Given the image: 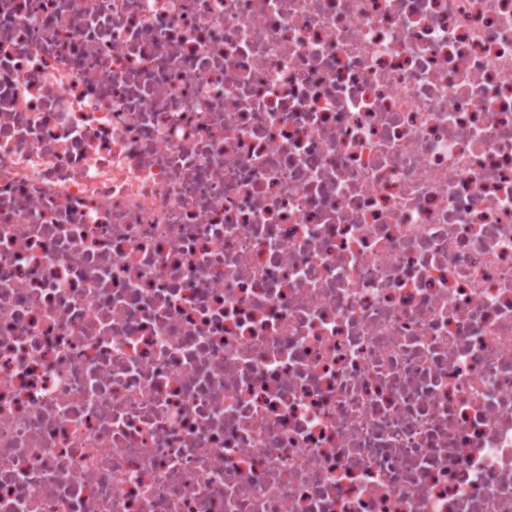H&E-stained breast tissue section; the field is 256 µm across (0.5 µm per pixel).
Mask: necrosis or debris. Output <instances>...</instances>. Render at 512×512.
I'll list each match as a JSON object with an SVG mask.
<instances>
[{
    "instance_id": "1",
    "label": "necrosis or debris",
    "mask_w": 512,
    "mask_h": 512,
    "mask_svg": "<svg viewBox=\"0 0 512 512\" xmlns=\"http://www.w3.org/2000/svg\"><path fill=\"white\" fill-rule=\"evenodd\" d=\"M0 512H512V0H0Z\"/></svg>"
}]
</instances>
